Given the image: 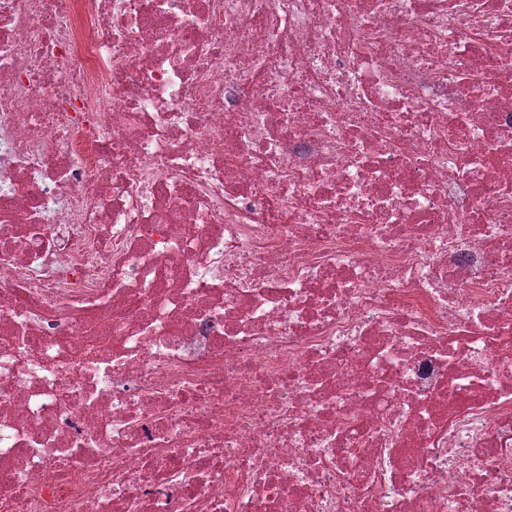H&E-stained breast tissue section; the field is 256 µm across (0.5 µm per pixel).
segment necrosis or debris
Listing matches in <instances>:
<instances>
[{
	"label": "necrosis or debris",
	"mask_w": 512,
	"mask_h": 512,
	"mask_svg": "<svg viewBox=\"0 0 512 512\" xmlns=\"http://www.w3.org/2000/svg\"><path fill=\"white\" fill-rule=\"evenodd\" d=\"M0 512H512V0H0Z\"/></svg>",
	"instance_id": "4bbe7bcc"
}]
</instances>
